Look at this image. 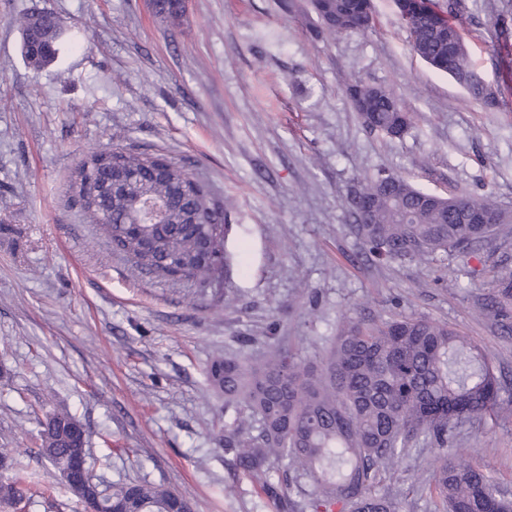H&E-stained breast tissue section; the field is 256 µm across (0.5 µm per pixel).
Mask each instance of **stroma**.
I'll return each instance as SVG.
<instances>
[{
	"label": "stroma",
	"instance_id": "1",
	"mask_svg": "<svg viewBox=\"0 0 512 512\" xmlns=\"http://www.w3.org/2000/svg\"><path fill=\"white\" fill-rule=\"evenodd\" d=\"M362 33L317 37L307 0H0V448L32 485L24 512H85L38 455L49 412L86 430V468L186 496L193 512H276L225 457L232 417L207 368L279 346L317 363L350 325L425 317L490 356L500 412L458 425L457 463L512 492V334L477 320L482 260H367L348 230L349 190L380 171L512 211V0H458L475 99L415 55L394 0ZM52 13L57 59L21 55V24ZM381 85L412 116L400 138L365 128L346 79ZM124 146L183 165L224 206L223 282L199 288L141 270L69 200L89 154ZM456 288H447V281ZM432 442L415 443L379 493L436 512Z\"/></svg>",
	"mask_w": 512,
	"mask_h": 512
}]
</instances>
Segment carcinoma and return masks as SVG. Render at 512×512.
Wrapping results in <instances>:
<instances>
[{"mask_svg":"<svg viewBox=\"0 0 512 512\" xmlns=\"http://www.w3.org/2000/svg\"><path fill=\"white\" fill-rule=\"evenodd\" d=\"M412 50L453 79L472 75L460 29L431 0H395ZM319 27L316 36L359 33L372 21L371 0H309ZM59 27H32L25 20L21 53L36 68L54 60L34 49L57 44ZM470 94L493 106L496 98L480 82L465 84ZM346 92L365 127L397 138L412 116L384 87L349 80ZM185 170L163 155L130 154L121 148L91 154L75 171L74 202L134 266L199 287L213 283L212 269L226 266L224 205L205 186L183 177ZM426 193L400 176L379 172L349 192L351 233L367 253L387 261L444 262L478 256L499 235L497 224H465V213L492 205L486 196L455 195L458 210L425 207ZM167 198V225L159 230L136 224L133 202ZM488 297L473 303L483 320L512 331V266L508 252L487 267ZM209 383L235 407L224 424V455L257 484L278 512H396L393 501L376 492L380 471L394 466L407 448L429 439L442 450L433 477L439 512H512V497L480 468L449 457L448 440L466 419L491 414L500 402V384L488 356L454 328L424 317H400L356 324L336 337L317 367L275 347L258 363L216 356ZM259 423L253 432V423ZM79 421L69 411L52 413L40 433L39 454L59 473L71 467L65 430ZM285 461L293 476L271 478ZM0 470V507L13 508L32 492L23 467L6 449ZM188 501L161 485L118 481L101 498L99 512H170Z\"/></svg>","mask_w":512,"mask_h":512,"instance_id":"obj_1","label":"carcinoma"}]
</instances>
